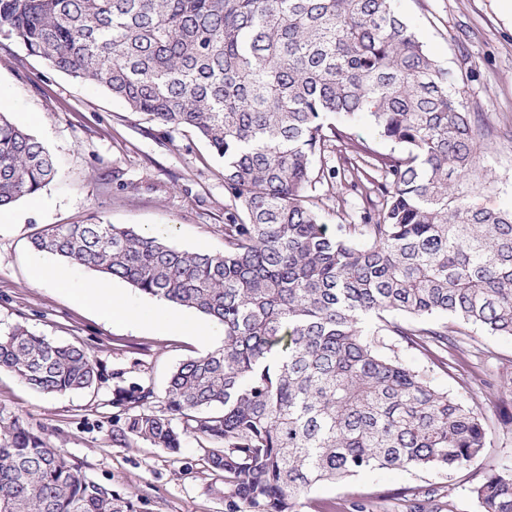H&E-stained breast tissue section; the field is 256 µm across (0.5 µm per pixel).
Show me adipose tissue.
I'll use <instances>...</instances> for the list:
<instances>
[{"instance_id": "ef3b65f1", "label": "adipose tissue", "mask_w": 512, "mask_h": 512, "mask_svg": "<svg viewBox=\"0 0 512 512\" xmlns=\"http://www.w3.org/2000/svg\"><path fill=\"white\" fill-rule=\"evenodd\" d=\"M34 270L36 273L46 274L48 280L58 286L76 289L83 299L105 309L108 313L133 322L145 318L149 320L151 326L166 331L184 330L188 327L187 322L173 318L166 307L162 305L157 307L153 315L144 316L142 311L134 309L128 304L125 296L114 292L103 282L79 280L74 270L69 267L58 266L48 269L38 261L34 264Z\"/></svg>"}]
</instances>
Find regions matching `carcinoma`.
<instances>
[{"instance_id": "1", "label": "carcinoma", "mask_w": 512, "mask_h": 512, "mask_svg": "<svg viewBox=\"0 0 512 512\" xmlns=\"http://www.w3.org/2000/svg\"><path fill=\"white\" fill-rule=\"evenodd\" d=\"M395 2L0 0L1 36L224 161L222 253L101 223L50 225L31 244L224 325L218 349L172 372L164 405L117 387L118 435L171 454L196 440L241 512H301L315 485L364 472L466 470L487 449L478 408L376 342L396 336L446 368L454 330L437 316L512 337V208L470 203L481 128ZM358 123L399 151L352 138ZM330 146L338 165L314 173ZM56 175L0 112V207ZM339 176L367 206L331 233L316 192ZM0 370L51 395L99 380L84 348L22 326L0 332ZM471 494L477 512H512V469ZM0 512L140 507L0 415Z\"/></svg>"}]
</instances>
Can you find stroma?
<instances>
[{
  "mask_svg": "<svg viewBox=\"0 0 512 512\" xmlns=\"http://www.w3.org/2000/svg\"><path fill=\"white\" fill-rule=\"evenodd\" d=\"M434 58L452 76V92L482 114L480 164L494 184L476 189L474 203L512 205V22L499 0H396ZM0 93L6 112L53 155L58 177L37 194L0 210V329L20 325L50 340L74 343L97 361L95 387L64 395L41 393L16 374L0 371V414L19 416L82 466L86 476L137 499L141 512H230L224 486L188 440L171 455L149 443L117 440L124 420L116 386H151L163 401L171 372L185 360L220 346L207 339L162 332L116 318L70 288L41 281L30 237L48 225H132L169 233L180 248L224 249V164L195 132L166 130L130 111L106 90L51 68L17 41L0 36ZM328 226L353 224L365 205L347 185L319 186ZM439 390L481 407L490 444L467 470H384L323 483L303 512L325 504L373 497L372 512H406L390 492H437L444 512H477L470 489L490 470L512 468V338L467 326L450 351L449 369L394 336L380 339Z\"/></svg>",
  "mask_w": 512,
  "mask_h": 512,
  "instance_id": "stroma-1",
  "label": "stroma"
}]
</instances>
